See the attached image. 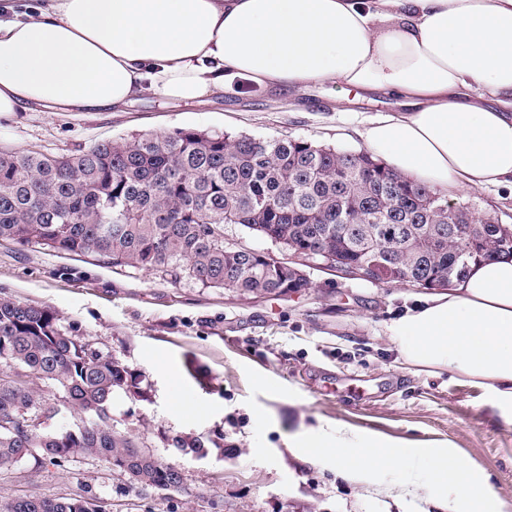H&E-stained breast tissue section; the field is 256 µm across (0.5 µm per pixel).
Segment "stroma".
I'll list each match as a JSON object with an SVG mask.
<instances>
[{"instance_id": "obj_1", "label": "stroma", "mask_w": 512, "mask_h": 512, "mask_svg": "<svg viewBox=\"0 0 512 512\" xmlns=\"http://www.w3.org/2000/svg\"><path fill=\"white\" fill-rule=\"evenodd\" d=\"M390 109L382 97L361 106L324 87L288 95L238 79L201 103L149 90L101 112H5L0 150L67 154L131 133L197 129L360 152V121ZM458 200L512 225L508 191L476 188ZM306 273L302 292L249 299L0 242V296L50 306L71 336L128 366L134 386L113 394L112 425L182 481L177 491L143 490L102 456L26 460L0 472V500L80 495L106 512H444L438 488L404 505L302 455L300 435L329 423L455 449L498 491L455 512H512V422L486 388L410 367L385 334L424 289L347 280L315 263ZM194 439L205 454L177 449Z\"/></svg>"}]
</instances>
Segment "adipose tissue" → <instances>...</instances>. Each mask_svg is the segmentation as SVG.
Wrapping results in <instances>:
<instances>
[{"label": "adipose tissue", "instance_id": "1", "mask_svg": "<svg viewBox=\"0 0 512 512\" xmlns=\"http://www.w3.org/2000/svg\"><path fill=\"white\" fill-rule=\"evenodd\" d=\"M236 79L384 93L396 110L357 130L374 158L445 197L512 188V0H40L0 19V113L119 108L149 88L202 102ZM385 332L411 366L455 370L512 413V256L472 265ZM383 445L328 426L299 442L401 502L428 479L453 503L496 495L454 449Z\"/></svg>", "mask_w": 512, "mask_h": 512}]
</instances>
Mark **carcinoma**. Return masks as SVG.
<instances>
[{
	"mask_svg": "<svg viewBox=\"0 0 512 512\" xmlns=\"http://www.w3.org/2000/svg\"><path fill=\"white\" fill-rule=\"evenodd\" d=\"M415 185L366 152L301 139L232 137L178 129L101 140L70 154L0 152V240L94 255L114 267L155 272L252 298L310 286L288 259L224 246V226L241 225L292 254H331L350 272L380 252L402 271L397 283L448 279L471 263L512 255V229ZM454 224H470L467 254L448 250ZM0 471L24 460L55 464L74 454L104 456L137 487L178 489L179 472L112 427V395L133 387L118 358L70 336L54 310L0 297ZM63 393L55 402L35 381ZM72 428L44 424L59 407ZM0 512H79L76 499L20 496Z\"/></svg>",
	"mask_w": 512,
	"mask_h": 512,
	"instance_id": "carcinoma-1",
	"label": "carcinoma"
}]
</instances>
